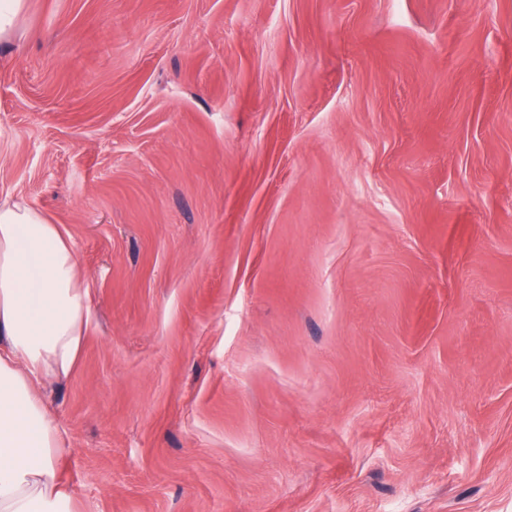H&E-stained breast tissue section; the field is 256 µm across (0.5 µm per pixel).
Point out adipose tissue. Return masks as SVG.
<instances>
[{
	"mask_svg": "<svg viewBox=\"0 0 512 512\" xmlns=\"http://www.w3.org/2000/svg\"><path fill=\"white\" fill-rule=\"evenodd\" d=\"M86 297L61 225L0 203V512H75L61 481L65 435L41 388L77 365Z\"/></svg>",
	"mask_w": 512,
	"mask_h": 512,
	"instance_id": "adipose-tissue-1",
	"label": "adipose tissue"
}]
</instances>
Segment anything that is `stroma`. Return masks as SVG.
Returning <instances> with one entry per match:
<instances>
[{
	"mask_svg": "<svg viewBox=\"0 0 512 512\" xmlns=\"http://www.w3.org/2000/svg\"><path fill=\"white\" fill-rule=\"evenodd\" d=\"M5 201L76 512H512V0H26Z\"/></svg>",
	"mask_w": 512,
	"mask_h": 512,
	"instance_id": "35a3bbf8",
	"label": "stroma"
}]
</instances>
